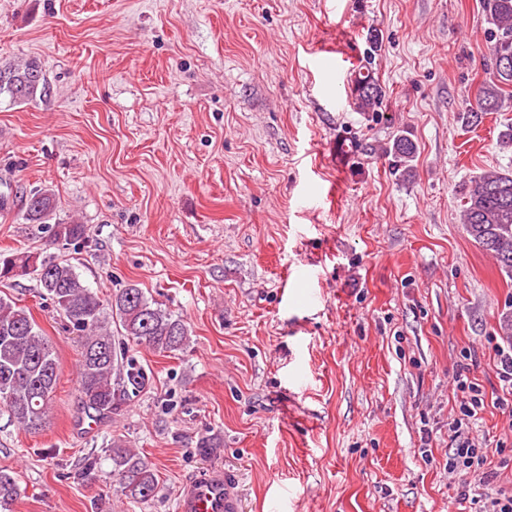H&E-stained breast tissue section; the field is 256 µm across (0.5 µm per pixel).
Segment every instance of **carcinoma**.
Segmentation results:
<instances>
[{
    "mask_svg": "<svg viewBox=\"0 0 512 512\" xmlns=\"http://www.w3.org/2000/svg\"><path fill=\"white\" fill-rule=\"evenodd\" d=\"M490 25L487 57L489 78L478 87L474 103L462 119L479 125L485 115L502 107L503 87L512 86V0H480ZM366 58L351 78L350 97L355 109L378 114L386 92L371 68L379 46L373 30L367 38ZM47 83L40 62L0 64V99L12 106L30 104L43 97ZM389 166L399 179L413 177L416 143L400 134L385 148ZM460 219L466 234L498 266L512 274V171H490L474 177L459 189ZM57 203L51 190L41 188L25 197L22 218L28 224L54 221L55 241L64 246L89 242L87 225L56 219ZM29 276L36 281L39 297L49 299L65 328L78 342L77 393L89 417L112 414L147 384L145 372L129 356V346L145 347L163 356L176 354L189 342L183 319L149 300L135 284L120 288L104 300L81 279L74 267L55 255L0 251V282ZM126 346L116 347L112 328ZM60 375L52 343L45 337L28 308L0 296V407L22 429L36 432L47 416ZM112 471L108 478L119 482L134 503L153 500L160 492L157 470L144 456L122 440L110 441ZM18 495L16 479L0 470V509L10 512Z\"/></svg>",
    "mask_w": 512,
    "mask_h": 512,
    "instance_id": "obj_1",
    "label": "carcinoma"
}]
</instances>
